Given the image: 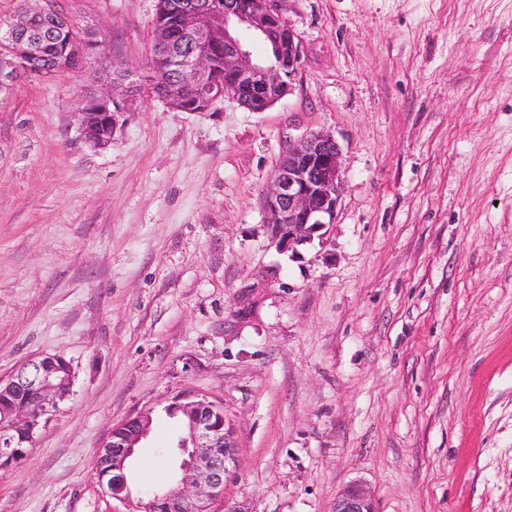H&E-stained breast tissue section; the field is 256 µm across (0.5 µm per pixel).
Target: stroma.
Returning a JSON list of instances; mask_svg holds the SVG:
<instances>
[{"label":"stroma","instance_id":"obj_1","mask_svg":"<svg viewBox=\"0 0 512 512\" xmlns=\"http://www.w3.org/2000/svg\"><path fill=\"white\" fill-rule=\"evenodd\" d=\"M143 69L156 0H29ZM292 89L264 112L120 101L83 139L69 70L0 93V377L64 355L73 394L0 469V512H129L96 471L153 424L133 499L174 479L191 392L223 406L225 504L512 512V0H277ZM342 149L323 241L279 253L263 196L312 131ZM152 417L149 413L126 419L115 425L109 440L101 447L97 457L99 478L105 482L112 474V483L107 491L112 497L130 499L131 490L128 482V464L140 443L148 437ZM334 512H377L372 498L358 486L346 489L336 501Z\"/></svg>","mask_w":512,"mask_h":512}]
</instances>
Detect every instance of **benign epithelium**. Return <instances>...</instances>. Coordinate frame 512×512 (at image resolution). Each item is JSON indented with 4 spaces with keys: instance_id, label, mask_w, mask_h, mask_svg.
Returning <instances> with one entry per match:
<instances>
[{
    "instance_id": "obj_1",
    "label": "benign epithelium",
    "mask_w": 512,
    "mask_h": 512,
    "mask_svg": "<svg viewBox=\"0 0 512 512\" xmlns=\"http://www.w3.org/2000/svg\"><path fill=\"white\" fill-rule=\"evenodd\" d=\"M277 0H180L158 4L164 13L174 14L173 23L154 28L150 68L141 74L130 68L94 72L100 94L85 97L83 106L94 112H79L80 131L94 146H105L115 127V94L132 98L141 81L160 83L162 99L169 107L185 112L186 86L198 88L194 106L205 112L219 99L230 98L249 112H263L291 90L301 63L297 34L282 19ZM67 32L64 53L70 70L82 72L92 41L75 35V27L62 14L41 9L21 11L15 19L0 24V92L9 90L17 75L39 74L44 56L45 34ZM251 38L271 45L275 64L252 58ZM253 90L241 97L237 87ZM343 190L342 151L328 133H311L288 146L264 196L266 230L281 252L323 238L334 223ZM74 371L70 361L59 354L31 359L8 379H0V469L21 460L27 446L49 414L58 409L72 392ZM167 412L182 419L184 437L178 445L182 476L177 486L159 491L139 512H207V501L224 495V479L234 463L236 446L226 428L224 409L199 395L177 397ZM152 417L148 413L115 425L97 457L101 481L112 477L107 491L128 499V464L140 443L148 437ZM335 512H377L367 492L351 486L336 501Z\"/></svg>"
}]
</instances>
